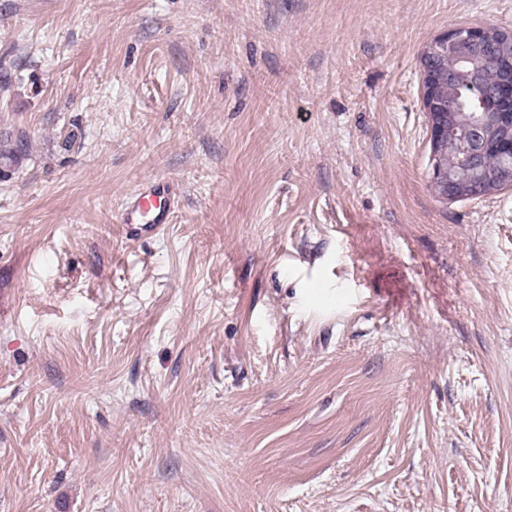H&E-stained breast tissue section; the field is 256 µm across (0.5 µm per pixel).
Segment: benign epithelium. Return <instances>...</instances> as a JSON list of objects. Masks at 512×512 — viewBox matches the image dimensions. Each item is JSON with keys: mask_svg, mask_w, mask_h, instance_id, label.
Wrapping results in <instances>:
<instances>
[{"mask_svg": "<svg viewBox=\"0 0 512 512\" xmlns=\"http://www.w3.org/2000/svg\"><path fill=\"white\" fill-rule=\"evenodd\" d=\"M500 63L496 87L481 98L479 111L459 121L448 111L447 82L453 76L434 64L437 56L452 55L471 63L485 50ZM421 107L426 116L428 178L433 194L442 202L471 200L512 191V31L493 26H457L436 35L422 51ZM461 133L459 151L448 157V138ZM501 154L498 169L478 183L454 178L460 167L477 169L489 150Z\"/></svg>", "mask_w": 512, "mask_h": 512, "instance_id": "benign-epithelium-1", "label": "benign epithelium"}]
</instances>
